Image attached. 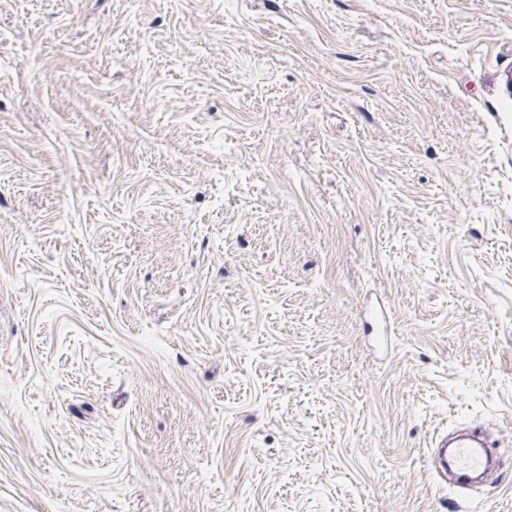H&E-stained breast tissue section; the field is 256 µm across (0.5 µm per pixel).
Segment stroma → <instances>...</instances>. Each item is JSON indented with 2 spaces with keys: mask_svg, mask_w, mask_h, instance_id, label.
<instances>
[{
  "mask_svg": "<svg viewBox=\"0 0 512 512\" xmlns=\"http://www.w3.org/2000/svg\"><path fill=\"white\" fill-rule=\"evenodd\" d=\"M511 75L512 0H0V512H512ZM484 431L475 426L470 433L457 435L452 444L448 445L447 437L443 438L435 448L439 451L440 465L445 474L448 471V448H452L451 462L453 467L464 476L477 474L485 470L490 462L491 455L488 448H491Z\"/></svg>",
  "mask_w": 512,
  "mask_h": 512,
  "instance_id": "obj_1",
  "label": "stroma"
}]
</instances>
